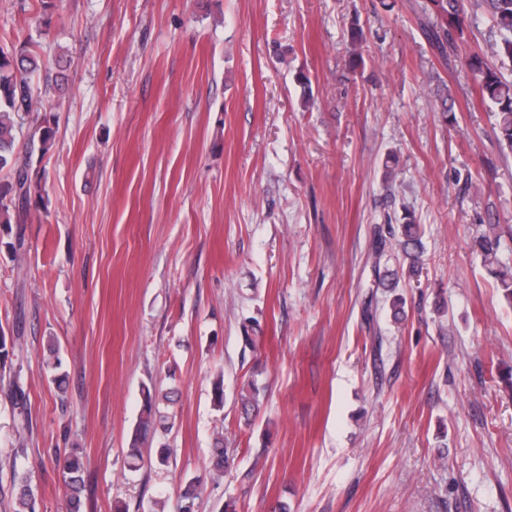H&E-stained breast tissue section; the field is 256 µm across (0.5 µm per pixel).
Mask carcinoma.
<instances>
[{
    "label": "carcinoma",
    "mask_w": 512,
    "mask_h": 512,
    "mask_svg": "<svg viewBox=\"0 0 512 512\" xmlns=\"http://www.w3.org/2000/svg\"><path fill=\"white\" fill-rule=\"evenodd\" d=\"M465 0H429L427 7L434 21L423 24L432 44L447 53V46L455 35H463L467 27L468 12ZM474 6L485 10L499 31V40L489 44L488 55L499 59L512 60V0H474ZM351 46L349 67L356 70L364 65L359 46L364 41V30L359 20H351L347 30ZM466 65L477 77L482 101L495 108L497 123L495 135L499 145L512 151V82L502 79L498 70L485 56L472 54L466 58ZM51 70V64L44 61L29 41L0 45V171L8 172V177L0 181V227L9 228L31 218L32 213L46 208L45 188L41 182L32 181L29 175L27 158L19 156L15 150L17 133L22 129L25 118H30L28 144L30 151L47 153L52 147L53 127L46 115L47 109L41 100L38 78ZM436 111L441 113L443 122L456 120L453 106L448 104L452 96L448 85L440 84L434 91ZM390 226L388 234L400 250L407 264V271L389 270L383 272L381 282L395 288L402 276H416L422 269L423 245L420 238V225L414 214L405 210L397 219L387 218ZM501 237L493 233H482L474 241L477 253L484 266L498 280L508 301L512 302V266H499L498 252ZM168 416L160 410L158 398L146 392L139 420L127 450L130 465L137 467L142 459L140 440L147 434L166 427ZM223 433H216L212 467L222 472L231 466L229 456L223 448ZM64 482L71 491L72 512H79L80 493L84 487L83 456L70 451L62 461ZM200 493V484L191 481L181 492L185 501L183 512H193L195 499Z\"/></svg>",
    "instance_id": "cac0c4a2"
}]
</instances>
